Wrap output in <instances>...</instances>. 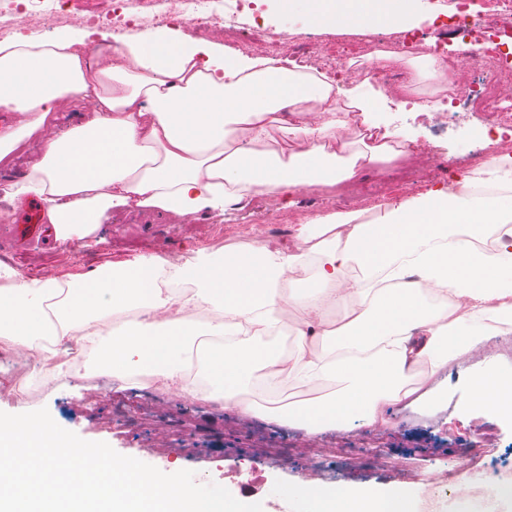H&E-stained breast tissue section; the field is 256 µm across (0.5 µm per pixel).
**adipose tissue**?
Returning a JSON list of instances; mask_svg holds the SVG:
<instances>
[{
  "instance_id": "obj_1",
  "label": "adipose tissue",
  "mask_w": 512,
  "mask_h": 512,
  "mask_svg": "<svg viewBox=\"0 0 512 512\" xmlns=\"http://www.w3.org/2000/svg\"><path fill=\"white\" fill-rule=\"evenodd\" d=\"M302 7L313 27L365 35L379 26L410 27L415 0H275ZM95 97L86 120L46 137L67 103ZM379 91L344 87L290 58L246 55L229 47L150 32L117 49L106 64L86 36L44 45L0 44V164L32 142L42 156L1 196L43 204L57 238L92 236L109 213L150 208L184 218L224 209L259 193L291 198L302 188L353 179L371 162L408 156L406 134L382 129ZM364 135L345 141L350 124ZM498 193L467 197L437 187L378 203L375 223L335 212L301 226L304 253L266 247L227 250L179 275L180 293L154 284L149 267L106 263L61 289L57 279L0 287V338L11 349L56 354L74 346L119 378L141 374L196 394L185 356L202 341L206 401L238 400L243 413L316 435L353 420L381 422L386 407H441L449 362L491 351L512 334V156L484 171ZM498 231L496 245L475 242ZM314 272L300 297L280 284L298 269ZM352 307L343 321L328 316ZM211 307L215 322L191 313ZM135 319L109 331L107 316ZM292 335L281 347L273 331ZM305 384L339 383L329 395L267 409L282 375ZM473 402H512V369L493 358L470 376ZM288 499L312 512H388L375 494L348 487L291 484Z\"/></svg>"
}]
</instances>
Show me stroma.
<instances>
[{"mask_svg":"<svg viewBox=\"0 0 512 512\" xmlns=\"http://www.w3.org/2000/svg\"><path fill=\"white\" fill-rule=\"evenodd\" d=\"M257 6L266 26L311 37L325 57L360 40L356 34L315 29L302 13L276 12L271 0H258ZM382 110L389 127L414 136L415 157L447 162L453 171H467L472 152L487 145V120L479 107L459 106L456 116L447 119L433 112L406 111L386 91ZM368 171L383 177L384 184L356 180L366 222L377 220L374 206L382 199L415 196L440 182L427 168L410 181L378 163ZM339 209L335 189L322 186L300 190L291 204L278 195L264 194L244 208L193 219L133 208L113 214L89 239L35 244L22 258L1 230L13 213L1 202L0 262L22 258L36 265L38 278L54 276L67 282L108 262L141 259L144 250L161 245L179 264L189 265L200 255L230 246L262 245L276 227L301 225ZM475 363L472 357L449 363L448 406L440 412L422 415L396 406L387 409L384 425L358 424L348 431L313 437L300 428L244 415L229 403L217 405L104 376L92 384L81 377L57 378L50 392L31 400L0 391V411L47 409L60 427L84 440L107 443L118 453L161 470L187 469L206 481L223 483L235 498L260 502L263 512H294L293 501L272 493L274 487L292 482L395 488L411 512H421L423 479H434L441 493L451 490L449 458L469 456L464 474L471 493L483 499L496 494L489 470L500 461L512 463V420L468 407L467 380Z\"/></svg>","mask_w":512,"mask_h":512,"instance_id":"obj_1","label":"stroma"}]
</instances>
